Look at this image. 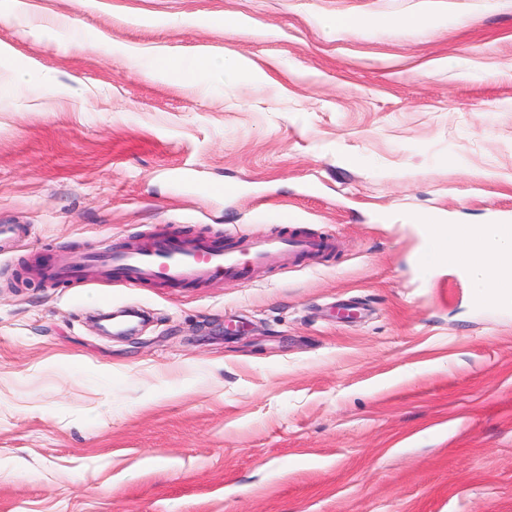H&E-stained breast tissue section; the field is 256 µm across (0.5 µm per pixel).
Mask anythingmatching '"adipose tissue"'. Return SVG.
I'll return each instance as SVG.
<instances>
[{
	"label": "adipose tissue",
	"instance_id": "ef3b65f1",
	"mask_svg": "<svg viewBox=\"0 0 512 512\" xmlns=\"http://www.w3.org/2000/svg\"><path fill=\"white\" fill-rule=\"evenodd\" d=\"M427 246L416 257L423 268L452 267L475 295L505 300L512 289L511 224H440L416 217Z\"/></svg>",
	"mask_w": 512,
	"mask_h": 512
}]
</instances>
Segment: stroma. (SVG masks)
Instances as JSON below:
<instances>
[{
  "mask_svg": "<svg viewBox=\"0 0 512 512\" xmlns=\"http://www.w3.org/2000/svg\"><path fill=\"white\" fill-rule=\"evenodd\" d=\"M421 214L512 225V0H0V512H512V302L419 269ZM295 228L335 252L26 274ZM152 62L157 74L177 79L203 76L210 67L209 58L200 55H164L154 58ZM333 249L332 238L310 234L256 235L245 252L205 238L173 245L153 237L137 250L107 248L81 255L64 265H51L48 276L63 282H94L103 279L138 287L147 282L168 285L202 284L214 278L256 280L267 269L270 257L278 255L289 265L301 258L325 255Z\"/></svg>",
  "mask_w": 512,
  "mask_h": 512,
  "instance_id": "1",
  "label": "stroma"
}]
</instances>
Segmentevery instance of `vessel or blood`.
Wrapping results in <instances>:
<instances>
[{
	"mask_svg": "<svg viewBox=\"0 0 512 512\" xmlns=\"http://www.w3.org/2000/svg\"><path fill=\"white\" fill-rule=\"evenodd\" d=\"M333 249L327 236L291 234L256 235L245 249L223 246L205 238H194L174 245L153 237L137 250L102 249L85 254L64 265L48 268L51 279L63 282H94L103 279L122 281L136 287L147 282L169 285L202 284L217 277L254 280L267 268L272 256L288 264L302 258L325 255Z\"/></svg>",
	"mask_w": 512,
	"mask_h": 512,
	"instance_id": "b4317fda",
	"label": "vessel or blood"
}]
</instances>
